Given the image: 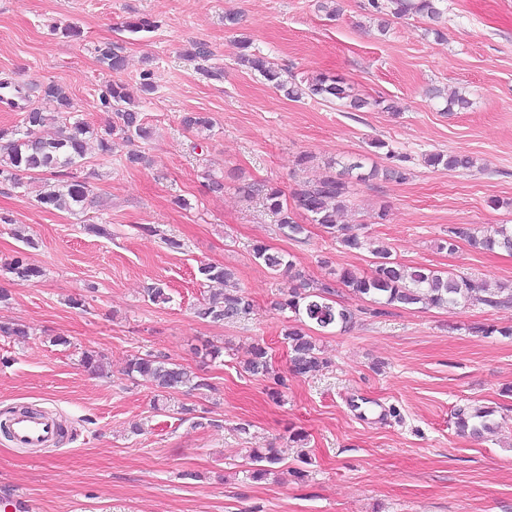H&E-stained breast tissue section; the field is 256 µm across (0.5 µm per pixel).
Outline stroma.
<instances>
[{
	"label": "stroma",
	"mask_w": 512,
	"mask_h": 512,
	"mask_svg": "<svg viewBox=\"0 0 512 512\" xmlns=\"http://www.w3.org/2000/svg\"><path fill=\"white\" fill-rule=\"evenodd\" d=\"M325 2L0 0V78L28 89L46 112L56 104L42 86L61 85L73 118L93 127L108 119L104 86L123 82L152 132L106 154L90 148L77 171L89 200L72 212L0 182V264L21 257L42 271L25 285L0 271L9 294L0 325L29 331L23 341L0 334V413L38 408L66 428L38 451L0 434V503L23 498L25 512H512V337L473 330L512 326V307H383L340 288L353 323L318 334L326 367L292 376L281 335L288 315L270 306L288 278L255 260L253 245L291 255L315 281L342 267L370 272L371 257L345 251L300 208L295 218L307 231L287 239L262 197L237 191L270 183L289 196L333 161L389 166L371 146L383 140L404 156L406 179L357 185L340 223L386 241L401 263L512 284V253L463 240L453 252L441 247L454 226L512 225V0H447L436 34L423 18L392 15L381 33L369 0H337L333 15ZM229 12L237 24L225 21ZM142 16L157 29L124 30ZM68 23L80 37L53 32ZM245 39L283 76L342 78L367 107L286 98L240 63ZM195 41L207 44L214 77L184 57ZM103 43L122 46L124 71L99 63ZM145 70L149 94L139 90ZM434 87L462 91L470 107L445 111L428 95ZM191 112L212 118L205 138L184 129ZM133 151L143 162L128 161ZM433 152L476 164L433 168L424 162ZM304 153L313 157L305 169L297 164ZM212 174L223 177V192L209 191ZM92 224L107 225L110 237L89 232ZM205 263L236 270L255 303L249 320L196 317ZM154 283L169 303L148 300ZM72 297L82 307H71ZM58 336L66 345H53ZM256 341L287 378L280 399L270 396L272 380L243 370ZM208 344L222 357L201 358ZM86 351L102 356L104 374L81 366ZM146 353L189 367L209 389L155 405L150 384L126 372L128 359ZM463 403L495 408V432L458 435L453 411ZM293 428L304 446L290 441ZM256 448L282 458L261 480L251 477Z\"/></svg>",
	"instance_id": "stroma-1"
}]
</instances>
